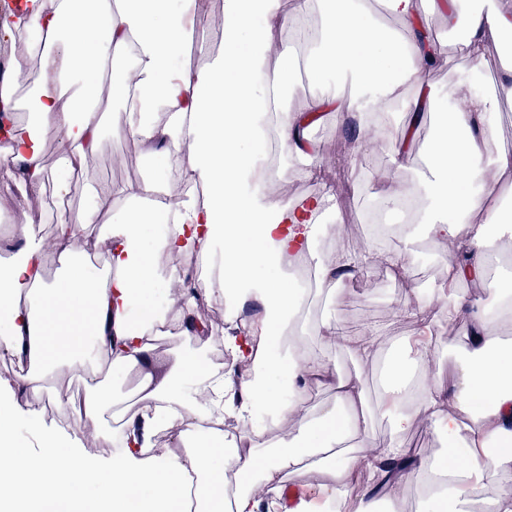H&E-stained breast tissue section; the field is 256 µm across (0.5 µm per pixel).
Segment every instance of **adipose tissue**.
Instances as JSON below:
<instances>
[{
	"label": "adipose tissue",
	"instance_id": "obj_1",
	"mask_svg": "<svg viewBox=\"0 0 512 512\" xmlns=\"http://www.w3.org/2000/svg\"><path fill=\"white\" fill-rule=\"evenodd\" d=\"M323 6L322 31L312 36L308 13ZM13 23L38 55L40 68L27 77L15 67L0 82V109L12 111L22 78H30L32 128L16 136L0 167L27 185L42 184L40 129L56 127L69 150L65 169L82 166L100 148L105 108L98 90L111 82L122 110L114 117L140 148L180 162L182 179L207 191L194 200L154 198V183L126 184L112 191L113 211L96 206L72 217L67 202L77 183L55 182L56 231L51 244L25 238L18 256L0 265V351L27 358L31 369L19 378L21 397L0 401V512H312L303 497L282 500L285 476L300 473L306 460L328 475L318 488L324 512H396L393 489L419 477L427 485L421 512H512V488L496 494L487 487L512 473V345L501 343L498 328L512 324V280L486 299L453 293L440 308L443 318L462 323L464 342L449 341L460 357L447 383L432 382L426 370L438 338L409 336L385 351L376 328L348 336L333 312L305 322L302 289L293 287L294 261L311 258L320 287L336 292L368 262L350 249L316 250L320 211L336 207L335 190L318 182L319 149L310 130L327 114L353 115L372 151L389 156L377 175L382 188L377 207L399 208L405 194L423 195L417 223L398 230V244L383 260L403 273L416 258L417 235L448 251V283L483 284L493 257L492 234L499 222L497 190H512V155L477 164L493 135L490 117L500 98L512 97V67L497 87L455 91L456 103L437 129L425 158L422 184L408 188L395 173L411 160L405 133L391 117L405 112L419 122L437 110L426 80L431 67L446 64L444 43L430 36L426 16L440 14L448 29L459 23V0H224V50L196 71L178 59L187 40L203 25L196 0H7ZM393 27H386L385 19ZM464 49L475 65L486 62L490 45L512 34V7L472 12ZM277 67H269L271 53ZM350 76L357 86L349 98H313L301 112L284 105L299 74L329 70ZM166 112L164 126L149 122ZM301 161L315 190L293 202L266 194L272 172L264 160L269 139ZM484 185L467 192L468 180ZM153 197L149 209L140 203ZM170 225L164 236L155 227ZM108 243L116 274L103 278L87 263L84 242ZM196 249L216 259L219 272L203 293L213 301L233 300L226 318V364L203 365L177 354L159 361L154 352L163 314L150 302L164 297L178 318L194 314V298L177 295L176 269L160 270L158 254L178 256ZM52 251L56 282H47L43 257ZM249 310L251 319L240 318ZM334 340L363 363L380 362V409L393 436L373 448L371 417L364 406L363 374L339 380L335 401L315 417L302 416L305 391L327 373L317 358L296 353L307 336ZM106 360L114 373L136 371L137 410L116 432L102 421L111 396L92 382L81 406L61 393V409L77 408L97 439L116 436L121 447L111 458L89 463L65 436L41 439L37 453L20 452L9 440L6 421L25 417L39 425L30 399L43 392L49 375L90 379L93 361ZM223 400L235 421L233 435L201 432L202 400ZM448 444L433 459L412 456L403 443L418 419ZM173 430L177 449L153 452L158 426ZM405 466L387 471L383 462ZM369 472L373 484L358 489L354 477ZM91 485L93 496L81 494Z\"/></svg>",
	"mask_w": 512,
	"mask_h": 512
}]
</instances>
